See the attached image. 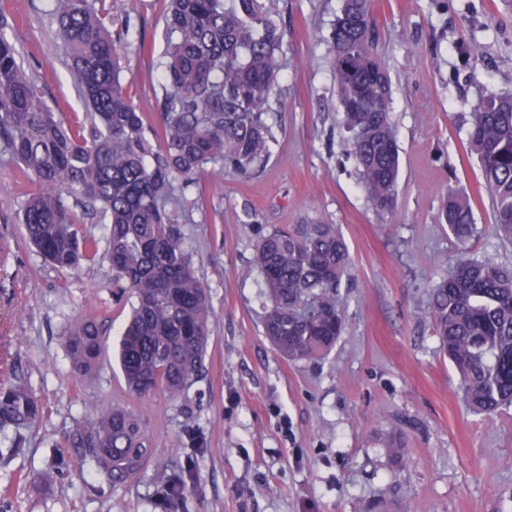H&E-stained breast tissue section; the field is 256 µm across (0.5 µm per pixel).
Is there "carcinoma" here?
<instances>
[{
  "instance_id": "1",
  "label": "carcinoma",
  "mask_w": 512,
  "mask_h": 512,
  "mask_svg": "<svg viewBox=\"0 0 512 512\" xmlns=\"http://www.w3.org/2000/svg\"><path fill=\"white\" fill-rule=\"evenodd\" d=\"M103 7H95V3ZM107 0H55L56 32L85 112L62 120L1 31L0 150L36 185L20 216L25 238L53 266L77 271L99 258L112 270L117 300L129 313L113 356L131 394L180 399L202 376L211 297L166 206L176 187L199 184L212 167L255 178L271 157V101L285 32L261 0H168L165 91L159 124L149 126L128 92L122 50L112 41ZM370 0H343L332 39L336 95L360 178L375 209L396 204L399 153L391 121L392 79L375 49ZM469 149L490 193L493 221L512 239V97L491 95L471 112ZM69 194L81 214L67 206ZM102 214L105 235L83 231L81 216ZM461 251L431 288L424 319L459 377L464 405L492 415L512 406V270L468 255L475 205L450 193L439 213ZM352 265L334 224L274 228L259 236L243 279L264 287L263 332L290 362L325 357L343 335L339 289ZM105 348L97 319L74 318L64 350L80 374ZM43 413L17 380L0 388V461L24 447ZM75 448L114 483L135 475L154 452L144 415L100 407L69 434ZM184 481L168 485L159 512H177Z\"/></svg>"
}]
</instances>
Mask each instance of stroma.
<instances>
[{
    "label": "stroma",
    "mask_w": 512,
    "mask_h": 512,
    "mask_svg": "<svg viewBox=\"0 0 512 512\" xmlns=\"http://www.w3.org/2000/svg\"><path fill=\"white\" fill-rule=\"evenodd\" d=\"M263 2L287 34L271 158L250 180L208 172L169 206L212 303L207 369L181 400L132 398L108 352L92 372L73 373L62 347L68 318L118 325L127 310L113 300L106 262L71 274L28 245L18 222L26 191L0 154V384L14 366L44 407L23 453L0 464V512H153L166 478L187 467L181 512H512V407L470 412L421 317L459 251L439 220L448 191L476 199L470 251L512 267L468 149L478 99L512 96V0H374L401 162L390 215L376 212L348 153L332 68L343 0ZM54 6L0 0L1 12L21 15L6 38L52 111L68 116L82 103L51 27ZM111 32L128 91L155 124L162 0H114ZM315 221L337 225L349 246L346 329L325 359L292 363L263 334L259 285L239 272L261 234ZM93 401L147 413L156 457L124 482L73 467L88 451L63 443Z\"/></svg>",
    "instance_id": "1"
}]
</instances>
